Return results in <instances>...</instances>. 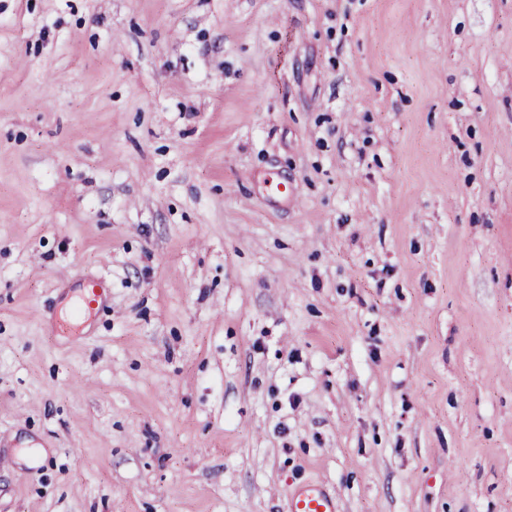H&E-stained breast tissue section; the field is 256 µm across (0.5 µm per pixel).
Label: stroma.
<instances>
[{"label":"stroma","instance_id":"35a3bbf8","mask_svg":"<svg viewBox=\"0 0 512 512\" xmlns=\"http://www.w3.org/2000/svg\"><path fill=\"white\" fill-rule=\"evenodd\" d=\"M308 480L512 512V0H0V512Z\"/></svg>","mask_w":512,"mask_h":512}]
</instances>
